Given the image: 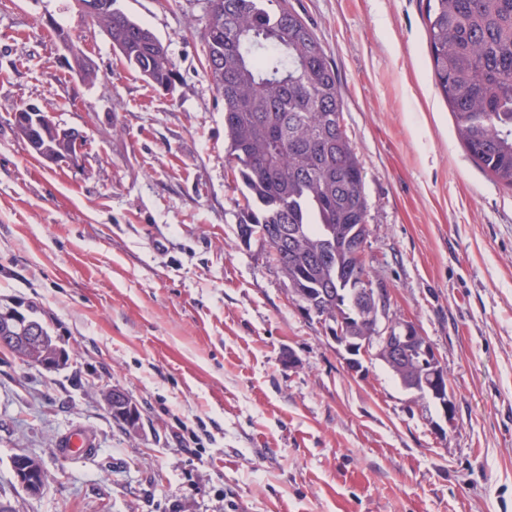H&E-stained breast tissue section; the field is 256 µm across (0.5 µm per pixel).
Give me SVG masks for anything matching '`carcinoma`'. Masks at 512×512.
Wrapping results in <instances>:
<instances>
[{
    "instance_id": "cac0c4a2",
    "label": "carcinoma",
    "mask_w": 512,
    "mask_h": 512,
    "mask_svg": "<svg viewBox=\"0 0 512 512\" xmlns=\"http://www.w3.org/2000/svg\"><path fill=\"white\" fill-rule=\"evenodd\" d=\"M205 73L224 101L238 224L261 234L293 300L348 306L346 277L370 279L348 239L369 236L364 172L344 129L335 69L286 0H209ZM436 86L467 152L512 189V0H426ZM112 48L146 82L176 85L158 37L112 11Z\"/></svg>"
}]
</instances>
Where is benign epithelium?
<instances>
[{
  "instance_id": "obj_1",
  "label": "benign epithelium",
  "mask_w": 512,
  "mask_h": 512,
  "mask_svg": "<svg viewBox=\"0 0 512 512\" xmlns=\"http://www.w3.org/2000/svg\"><path fill=\"white\" fill-rule=\"evenodd\" d=\"M78 10L85 16L103 23V31L112 36V10L105 0H75ZM56 40L67 52L69 70L81 81L93 79L97 66L94 60L74 46L69 32L57 29ZM14 124L22 132L30 150L43 160L59 164H74L80 157L79 143L74 132L57 125L49 115L33 104H21L13 113ZM41 126L53 128L57 136L74 144L72 150L62 155L42 153L35 129ZM352 300L354 317L371 325L369 336H357L351 329V318L336 315L327 331L331 339L348 354L347 366L357 373L362 370L359 356L373 355L399 374L403 387L428 396L442 410L445 423L454 419L455 405L452 391L448 387V374L433 345L422 335L418 325L411 319L392 320L389 318L390 292L381 282L355 284ZM111 404L120 414V420L131 430H136L134 418L124 414L128 398L125 391L114 388L110 391ZM12 471L17 483L30 496L39 495L44 489L45 474L34 465L27 455L20 453L13 457Z\"/></svg>"
}]
</instances>
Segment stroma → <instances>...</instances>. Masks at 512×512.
I'll use <instances>...</instances> for the list:
<instances>
[{"instance_id": "35a3bbf8", "label": "stroma", "mask_w": 512, "mask_h": 512, "mask_svg": "<svg viewBox=\"0 0 512 512\" xmlns=\"http://www.w3.org/2000/svg\"><path fill=\"white\" fill-rule=\"evenodd\" d=\"M332 62L362 163L365 262L448 371L455 421L381 360L351 372L269 245L238 238L206 0H117L180 78L147 85L73 0H0V303L33 306L69 355L0 351V501L15 512H512V190L468 154L435 86L426 0H289ZM87 48L71 74L48 22ZM34 104L86 145L31 154ZM293 365H284L286 357ZM120 387L143 427L103 401ZM197 437L180 442L182 427ZM95 446L68 455V432ZM34 457L42 495L11 460ZM13 121L22 132L30 150L38 157L54 164H75L78 162L80 149L76 134L69 129L61 128L49 115L42 112L37 106L33 104L19 105L13 113ZM41 126H50L59 139L72 142L74 144L72 150L62 155H47L42 153L37 135L34 131ZM12 471L17 483L30 496H38L45 485V474L42 469L34 465L26 454L20 453L13 457Z\"/></svg>"}]
</instances>
